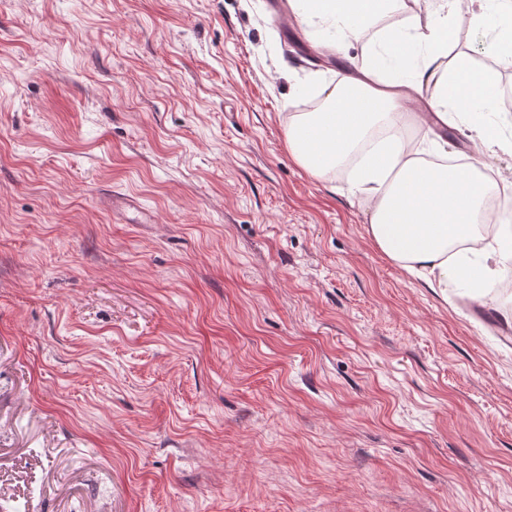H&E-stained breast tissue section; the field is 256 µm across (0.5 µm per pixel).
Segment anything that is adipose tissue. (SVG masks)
Returning <instances> with one entry per match:
<instances>
[{
	"mask_svg": "<svg viewBox=\"0 0 512 512\" xmlns=\"http://www.w3.org/2000/svg\"><path fill=\"white\" fill-rule=\"evenodd\" d=\"M304 14L331 21L341 35L361 34L378 13L404 0H293ZM426 31L386 27L375 35L373 61L363 78L323 84L326 107L296 112L288 119V152L310 176L333 172L382 129L385 137L358 162L350 179L353 193L372 203L369 233L395 265L429 288L470 282L479 292L493 288L512 252L494 240L468 252L479 224L488 222V194L512 196V182L490 187L475 168L447 164V140L423 158L398 131L409 94L433 86L434 119L472 116L477 139L499 141L494 120L498 81L494 67L468 57L448 56V0H431ZM475 26L491 36L486 54L512 65V0H470Z\"/></svg>",
	"mask_w": 512,
	"mask_h": 512,
	"instance_id": "ef3b65f1",
	"label": "adipose tissue"
}]
</instances>
